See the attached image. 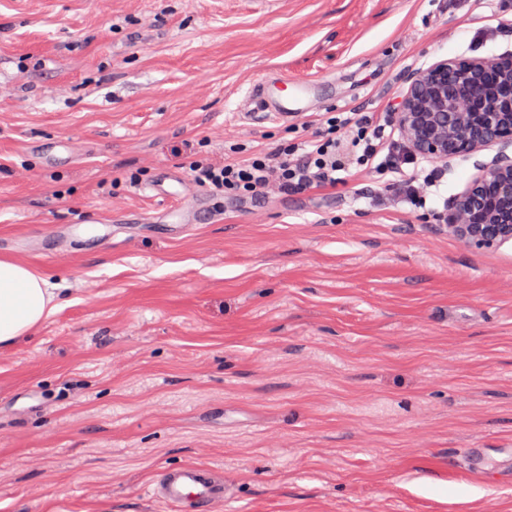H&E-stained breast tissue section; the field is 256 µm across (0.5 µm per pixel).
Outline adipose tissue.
Returning <instances> with one entry per match:
<instances>
[{
  "mask_svg": "<svg viewBox=\"0 0 512 512\" xmlns=\"http://www.w3.org/2000/svg\"><path fill=\"white\" fill-rule=\"evenodd\" d=\"M56 288L31 265L0 258V349L13 346L61 308Z\"/></svg>",
  "mask_w": 512,
  "mask_h": 512,
  "instance_id": "ef3b65f1",
  "label": "adipose tissue"
}]
</instances>
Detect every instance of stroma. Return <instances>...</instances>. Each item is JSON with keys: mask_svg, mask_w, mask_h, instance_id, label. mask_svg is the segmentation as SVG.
<instances>
[{"mask_svg": "<svg viewBox=\"0 0 512 512\" xmlns=\"http://www.w3.org/2000/svg\"><path fill=\"white\" fill-rule=\"evenodd\" d=\"M509 51L512 0H0V256L67 299L0 349V512H170L151 481L186 464L228 481L219 512H512L454 463L512 448V241L435 221L495 148L423 159L422 209L354 166L202 201L180 159L297 142ZM283 76L320 80L307 111L248 114ZM163 167L181 218L139 184L96 192Z\"/></svg>", "mask_w": 512, "mask_h": 512, "instance_id": "obj_1", "label": "stroma"}]
</instances>
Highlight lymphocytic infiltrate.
Listing matches in <instances>:
<instances>
[{
	"label": "lymphocytic infiltrate",
	"instance_id": "f902f5d3",
	"mask_svg": "<svg viewBox=\"0 0 512 512\" xmlns=\"http://www.w3.org/2000/svg\"><path fill=\"white\" fill-rule=\"evenodd\" d=\"M384 118L353 111L331 115L324 128L296 144L258 149L217 161L207 151L184 154L183 163L200 186L222 197L256 198L332 185L337 172L357 165L379 175L396 174L399 186L414 194L418 173H404L415 159L408 146H395Z\"/></svg>",
	"mask_w": 512,
	"mask_h": 512
}]
</instances>
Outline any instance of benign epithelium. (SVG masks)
Returning a JSON list of instances; mask_svg holds the SVG:
<instances>
[{
  "label": "benign epithelium",
  "mask_w": 512,
  "mask_h": 512,
  "mask_svg": "<svg viewBox=\"0 0 512 512\" xmlns=\"http://www.w3.org/2000/svg\"><path fill=\"white\" fill-rule=\"evenodd\" d=\"M404 83L393 116L417 153L446 161L500 146L449 200L441 223L478 248L512 241V53L444 59Z\"/></svg>",
  "instance_id": "obj_1"
}]
</instances>
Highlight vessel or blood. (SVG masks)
<instances>
[{
	"label": "vessel or blood",
	"instance_id": "vessel-or-blood-1",
	"mask_svg": "<svg viewBox=\"0 0 512 512\" xmlns=\"http://www.w3.org/2000/svg\"><path fill=\"white\" fill-rule=\"evenodd\" d=\"M313 89L307 81L296 82L292 87L284 81L258 84L249 91L248 98L255 111L273 112L284 118L290 108L300 107ZM458 461L473 476L492 481L512 470V448L502 449L496 456L484 448H467ZM152 494L175 512H215L216 505L227 498L228 490L216 481L213 470L190 464L164 470Z\"/></svg>",
	"mask_w": 512,
	"mask_h": 512
}]
</instances>
